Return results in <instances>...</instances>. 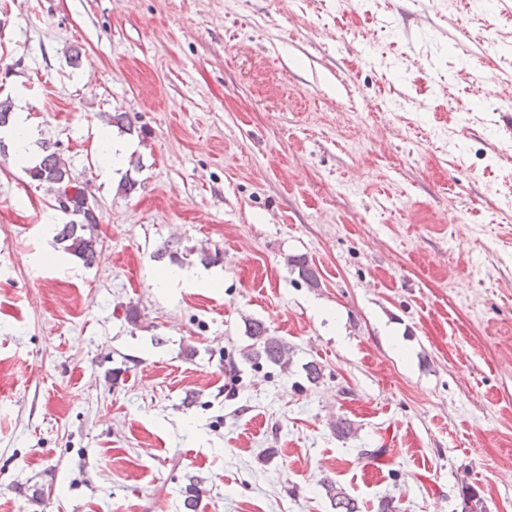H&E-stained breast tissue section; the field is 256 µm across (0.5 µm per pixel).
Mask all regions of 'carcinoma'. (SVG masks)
Returning a JSON list of instances; mask_svg holds the SVG:
<instances>
[{"label": "carcinoma", "instance_id": "carcinoma-1", "mask_svg": "<svg viewBox=\"0 0 512 512\" xmlns=\"http://www.w3.org/2000/svg\"><path fill=\"white\" fill-rule=\"evenodd\" d=\"M24 171L33 182L57 186L58 196L66 199L70 215L73 216L72 220L62 225L58 238L65 243L68 252L85 264H91L97 255L99 243L94 236L87 233V230L98 223V216L95 207L89 203L87 192L72 184L71 172L57 152L56 146L49 142L44 143L40 162L24 168ZM288 265L297 269L299 279L307 286H319V276L306 258H290ZM249 338L252 344L248 345L243 353L245 358L263 360L283 369L288 368L292 354L288 342L270 335L267 327L259 321L250 323ZM331 502L336 512H359L357 501L339 488L331 494Z\"/></svg>", "mask_w": 512, "mask_h": 512}]
</instances>
